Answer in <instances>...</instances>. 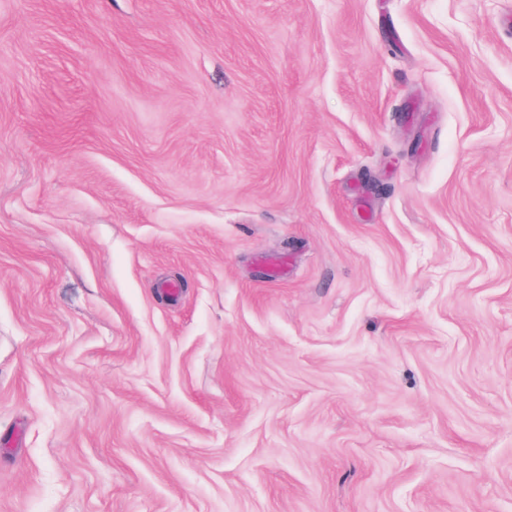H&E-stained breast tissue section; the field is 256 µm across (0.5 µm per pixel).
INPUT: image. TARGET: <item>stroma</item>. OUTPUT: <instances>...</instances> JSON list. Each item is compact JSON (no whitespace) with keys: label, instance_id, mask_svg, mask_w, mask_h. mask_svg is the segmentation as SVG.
<instances>
[{"label":"stroma","instance_id":"obj_1","mask_svg":"<svg viewBox=\"0 0 512 512\" xmlns=\"http://www.w3.org/2000/svg\"><path fill=\"white\" fill-rule=\"evenodd\" d=\"M512 0H0V512H512Z\"/></svg>","mask_w":512,"mask_h":512}]
</instances>
